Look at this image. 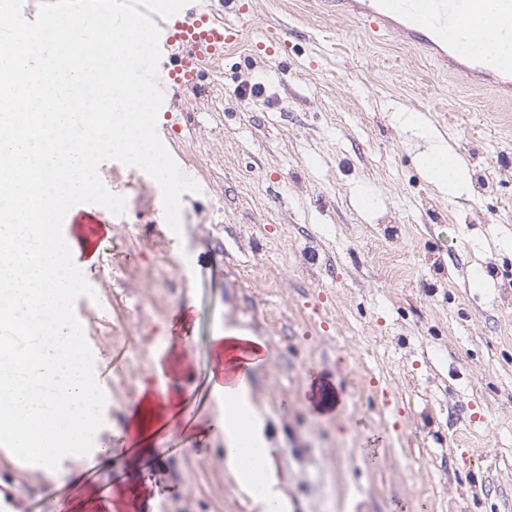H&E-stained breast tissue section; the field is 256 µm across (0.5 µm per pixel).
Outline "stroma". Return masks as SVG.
Listing matches in <instances>:
<instances>
[{"label": "stroma", "instance_id": "35a3bbf8", "mask_svg": "<svg viewBox=\"0 0 512 512\" xmlns=\"http://www.w3.org/2000/svg\"><path fill=\"white\" fill-rule=\"evenodd\" d=\"M251 24L160 113L162 141L200 190L180 233L161 191L116 161L125 196L82 271L74 310L111 376L95 446L125 427L142 387L192 389L215 332L260 341L263 403L284 512H512V110L440 75L422 52L369 36L311 0H249ZM286 56L260 50L268 30ZM413 113L460 151L457 194L422 176ZM180 372L158 373L173 354ZM486 417L471 421L473 413ZM123 448L100 500L66 458L69 490L0 447V512H262L229 476L224 436Z\"/></svg>", "mask_w": 512, "mask_h": 512}]
</instances>
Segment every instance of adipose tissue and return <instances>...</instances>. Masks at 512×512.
Instances as JSON below:
<instances>
[{
	"mask_svg": "<svg viewBox=\"0 0 512 512\" xmlns=\"http://www.w3.org/2000/svg\"><path fill=\"white\" fill-rule=\"evenodd\" d=\"M447 157L448 151L445 147L435 146L423 159L424 174L429 182L441 190L461 192L466 186L463 169L447 164ZM212 346L218 365L210 372V390L217 398L227 400L232 405L231 410L217 417L228 445V468L242 487L249 488L255 483H263V503L267 512H272L273 508L281 506L282 497L279 492L274 491L270 478L272 459L263 417L251 400L247 379L236 378L227 383L220 379L221 365L236 363L235 353L238 349L248 347L256 350L260 344L253 336L244 332L228 330L213 336ZM185 403L183 394L178 391L160 400L157 399L155 391L144 390L143 398L129 421L139 452H146L154 439L168 428L170 421L179 418ZM244 436L248 437L253 447L255 463L250 467L241 465L238 456V445Z\"/></svg>",
	"mask_w": 512,
	"mask_h": 512,
	"instance_id": "adipose-tissue-1",
	"label": "adipose tissue"
}]
</instances>
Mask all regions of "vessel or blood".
I'll use <instances>...</instances> for the list:
<instances>
[{"instance_id": "vessel-or-blood-1", "label": "vessel or blood", "mask_w": 512, "mask_h": 512, "mask_svg": "<svg viewBox=\"0 0 512 512\" xmlns=\"http://www.w3.org/2000/svg\"><path fill=\"white\" fill-rule=\"evenodd\" d=\"M318 4L326 15L357 19L372 33L418 48L440 72L463 77L473 88L493 91L504 106L512 105V51L502 46L503 41L512 42V0H318ZM481 12L489 13L496 40L483 53L469 50L465 26L468 15ZM248 22L243 0L231 22L205 11L184 21L158 19L160 47L188 50L159 80L166 97L163 110H170L175 90L197 86L204 65L223 59L225 49L242 39ZM99 222L94 209L77 205L66 213L62 234L95 243L100 239Z\"/></svg>"}]
</instances>
